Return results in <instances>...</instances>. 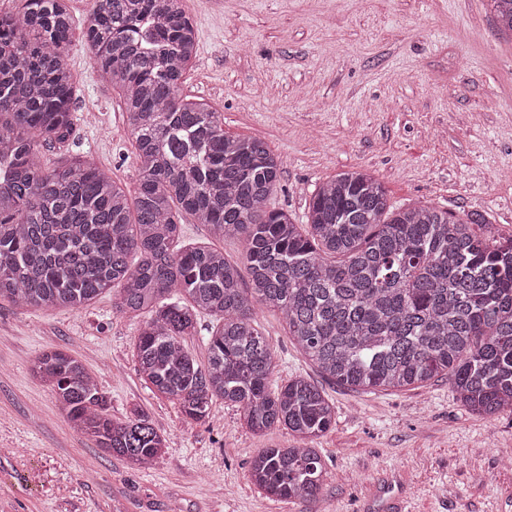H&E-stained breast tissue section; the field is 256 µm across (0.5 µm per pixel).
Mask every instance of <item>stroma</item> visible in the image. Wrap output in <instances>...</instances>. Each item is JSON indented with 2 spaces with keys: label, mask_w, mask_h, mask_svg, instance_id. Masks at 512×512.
I'll list each match as a JSON object with an SVG mask.
<instances>
[{
  "label": "stroma",
  "mask_w": 512,
  "mask_h": 512,
  "mask_svg": "<svg viewBox=\"0 0 512 512\" xmlns=\"http://www.w3.org/2000/svg\"><path fill=\"white\" fill-rule=\"evenodd\" d=\"M198 53L181 95L206 99L230 135L263 139L281 164L275 207L303 220L321 183L361 168L392 204L478 211L512 227V41L488 0H184ZM70 0L64 61L75 86L69 154L127 190L138 178L129 118L100 82ZM112 292L79 309L0 299V512H512V413L473 415L448 379L403 391L323 389L336 423L316 440L327 467L318 504L274 500L250 484L260 449L291 445L286 429L251 434L215 400L202 422L138 373L142 325ZM272 381L317 378L279 312L260 309ZM59 349L85 361L122 420L143 410L167 447L147 470L78 434L35 358Z\"/></svg>",
  "instance_id": "1"
}]
</instances>
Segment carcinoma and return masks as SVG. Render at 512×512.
Returning a JSON list of instances; mask_svg holds the SVG:
<instances>
[{"mask_svg":"<svg viewBox=\"0 0 512 512\" xmlns=\"http://www.w3.org/2000/svg\"><path fill=\"white\" fill-rule=\"evenodd\" d=\"M0 14V298L80 308L119 286L113 307L144 316L138 371L190 419L215 398L255 435L283 426L297 444L263 448L251 483L280 500L317 503L326 469L312 447L336 423L318 382L272 383L275 359L255 327L279 311L321 376L352 391H402L446 376L469 411L512 412V238L431 204L394 207L364 170L320 184L306 225L271 207L278 158L257 137L224 133L203 98L180 94L196 57L184 0H93L91 59L117 91L135 142L134 195L87 159L48 170L42 150L69 146L75 90L63 52L69 0H17ZM512 34V0H490ZM241 239L250 274L210 248H177L182 215ZM217 326L202 368L182 345L196 318ZM35 372L74 428L146 470L166 439L140 411L121 421L86 364L42 352Z\"/></svg>","mask_w":512,"mask_h":512,"instance_id":"obj_1","label":"carcinoma"}]
</instances>
